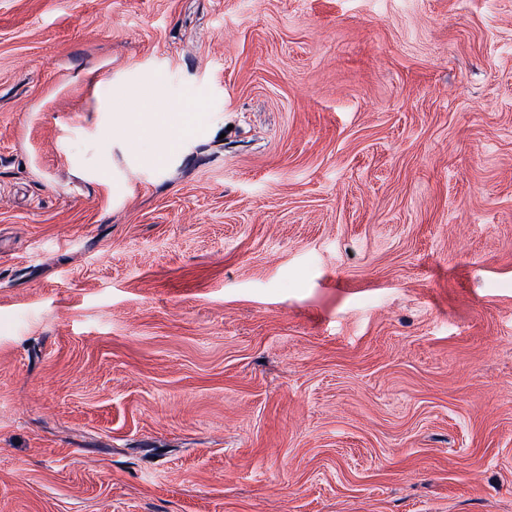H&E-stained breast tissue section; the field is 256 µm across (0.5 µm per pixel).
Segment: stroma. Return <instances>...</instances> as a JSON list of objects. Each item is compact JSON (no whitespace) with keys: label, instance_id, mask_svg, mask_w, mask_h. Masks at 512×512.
<instances>
[{"label":"stroma","instance_id":"1","mask_svg":"<svg viewBox=\"0 0 512 512\" xmlns=\"http://www.w3.org/2000/svg\"><path fill=\"white\" fill-rule=\"evenodd\" d=\"M0 512H512V0H0ZM138 129L158 133L162 137H171L180 131L189 121V114L183 112L180 103L168 101L158 112H142Z\"/></svg>","mask_w":512,"mask_h":512}]
</instances>
